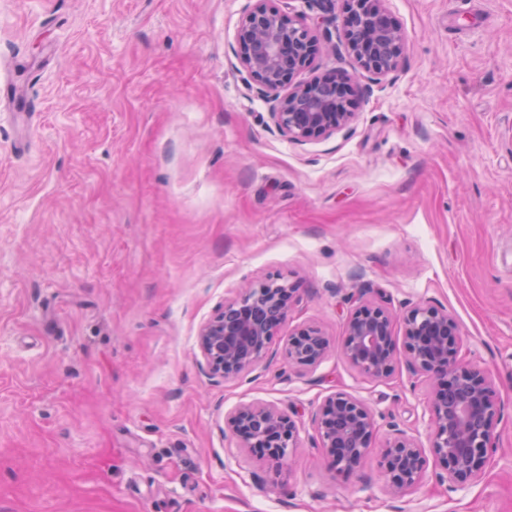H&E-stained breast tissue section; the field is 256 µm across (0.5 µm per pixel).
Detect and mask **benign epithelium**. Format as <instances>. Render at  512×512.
<instances>
[{
  "mask_svg": "<svg viewBox=\"0 0 512 512\" xmlns=\"http://www.w3.org/2000/svg\"><path fill=\"white\" fill-rule=\"evenodd\" d=\"M385 0H346L342 27L350 52L366 70L385 76L400 63L405 35L391 20ZM235 54L259 93L271 104L270 118L289 138L310 141L348 127L357 87L347 76L291 84L319 51L304 26L254 0L235 37ZM296 288L270 277L224 303L198 335L201 366L212 378L235 379L251 372L267 355L278 328L289 315ZM412 370L432 384L430 448L399 431L383 448L389 490L401 495L422 479L429 458L448 471V488L477 481L489 460L500 415L499 393L489 373L461 358L459 330L448 311L416 304L401 316L384 306H360L346 318L341 353L360 375L389 378L397 360L396 322ZM330 341L315 325L297 329L288 342V363L314 367ZM329 463L338 472L355 471L371 448L375 430L371 408L344 391L327 396L313 420ZM239 447L259 449L280 462L297 447L299 427L279 408L244 404L228 417Z\"/></svg>",
  "mask_w": 512,
  "mask_h": 512,
  "instance_id": "7a95c632",
  "label": "benign epithelium"
}]
</instances>
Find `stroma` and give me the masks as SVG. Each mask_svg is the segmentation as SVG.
Wrapping results in <instances>:
<instances>
[{
	"label": "stroma",
	"mask_w": 512,
	"mask_h": 512,
	"mask_svg": "<svg viewBox=\"0 0 512 512\" xmlns=\"http://www.w3.org/2000/svg\"><path fill=\"white\" fill-rule=\"evenodd\" d=\"M254 0H0V512H512V0H386L405 35L375 78L345 45L344 0H268L320 45L304 84L346 73L349 127L283 134L233 53ZM297 290L250 373L212 379L201 326L270 276ZM448 311L501 399L482 478L438 463L386 492L394 430L426 438L430 384L340 352L348 313ZM303 325L329 338L289 365ZM348 392L373 410L355 473L312 419ZM302 427L280 469L234 459L228 413ZM329 347L328 337L318 326H302L290 338L286 358L289 364L296 367H314L323 361Z\"/></svg>",
	"instance_id": "1"
}]
</instances>
